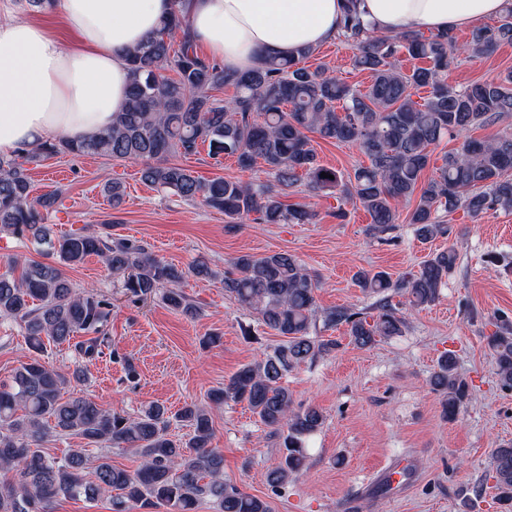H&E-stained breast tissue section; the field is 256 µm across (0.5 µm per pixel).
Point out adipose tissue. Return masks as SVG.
Listing matches in <instances>:
<instances>
[{"label":"adipose tissue","instance_id":"1","mask_svg":"<svg viewBox=\"0 0 512 512\" xmlns=\"http://www.w3.org/2000/svg\"><path fill=\"white\" fill-rule=\"evenodd\" d=\"M512 0H361L380 33L473 27ZM72 40L62 44L19 0H0V156L49 139L109 130L129 85L127 54L181 12L194 47L226 70L257 68L336 41L344 0H54Z\"/></svg>","mask_w":512,"mask_h":512}]
</instances>
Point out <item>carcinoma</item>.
<instances>
[{
	"label": "carcinoma",
	"instance_id": "carcinoma-1",
	"mask_svg": "<svg viewBox=\"0 0 512 512\" xmlns=\"http://www.w3.org/2000/svg\"><path fill=\"white\" fill-rule=\"evenodd\" d=\"M185 27L184 16L176 11L128 54L129 97L110 130L90 140L46 141L22 150L25 163L61 152L132 161L141 166L145 183L218 209L232 223L249 217L258 224L313 223L312 211L284 201L288 190L303 181L314 190L360 203L371 216V235L397 223L399 204L414 197L409 224L422 241L449 233L445 217L459 209L473 217L498 208L512 210V134L465 138L443 157L436 175L422 181L433 149L443 139L512 116V71L460 90L443 79L455 56L481 57L512 42V10L497 24L473 30L470 40L459 45L449 31L378 34L364 24L356 0H348L342 38L354 50L353 67L371 76L364 89L322 67L300 65L310 50L295 58H270L245 72H227L224 65L197 54L183 35ZM403 52L424 65L402 72L398 57ZM227 87L234 89L233 95L218 97ZM420 88L429 89V95L418 103L412 95ZM310 132L355 145L369 165L344 174L320 164ZM205 143L215 162L233 157L244 169L261 163L274 182L205 180L168 161L173 155L195 154ZM323 172L328 177H321ZM60 196L59 191L32 196L24 163L0 158V231L27 234L48 244L55 257L53 263L32 261L21 268L9 260L0 272V318L17 323L31 348L41 352L48 343L67 344L87 360L101 357L106 349L114 354L106 331L110 303L92 289L77 292L64 271L93 255L105 261L132 296L146 299L161 290L172 310L190 318L199 314L177 285L187 275L214 276L206 262L196 260L183 270L143 245L110 235L72 234L54 240L44 218ZM457 261L450 245L431 255L408 280L359 271V287L378 297L372 315L347 307L319 309L317 279L288 252L243 254L229 261L225 293L281 342L243 365L212 398L246 404L279 435L281 462L267 475L271 486L303 471L307 441L325 423L319 408L294 406L292 393L281 383L286 373L336 351V339L318 335L317 328L344 324L350 342L360 348L400 336L406 322L390 293L406 295L414 307L432 305ZM79 333L84 334L81 340ZM489 344L501 385L512 388V321H503ZM83 377L78 368L68 374L34 358L21 363L10 382L0 383V471L10 474L0 480V512H49L60 496L95 500L114 490L112 512L156 505L171 512H197L208 503L214 512H270L268 502L224 480V455L211 447L213 429L205 407L191 404L171 414L165 406L151 404L131 417L102 409L79 393L63 399V389ZM429 385L441 397L448 420L470 399L469 384L457 373L450 351L440 358ZM173 418L192 427L187 442L169 437ZM52 434L78 436L85 447L50 458L41 445ZM104 446L134 450L141 467L131 474L102 456L94 479H87V448ZM492 478L502 512H512V444L494 450Z\"/></svg>",
	"mask_w": 512,
	"mask_h": 512
}]
</instances>
